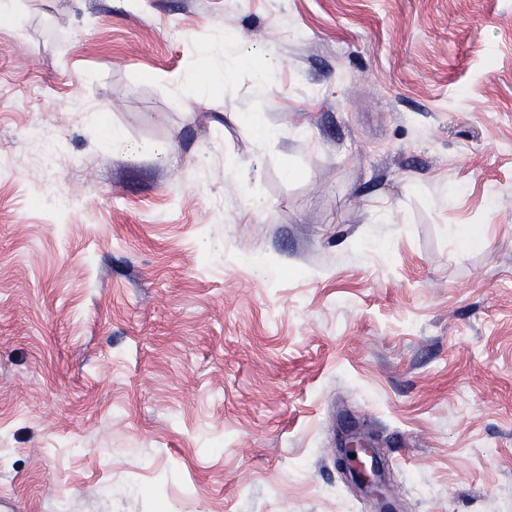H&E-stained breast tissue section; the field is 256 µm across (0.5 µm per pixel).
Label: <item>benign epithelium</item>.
I'll return each instance as SVG.
<instances>
[{"instance_id":"benign-epithelium-1","label":"benign epithelium","mask_w":512,"mask_h":512,"mask_svg":"<svg viewBox=\"0 0 512 512\" xmlns=\"http://www.w3.org/2000/svg\"><path fill=\"white\" fill-rule=\"evenodd\" d=\"M336 466L362 491L379 493L382 463L375 440L368 433L353 429L345 435Z\"/></svg>"}]
</instances>
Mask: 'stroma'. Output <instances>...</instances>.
<instances>
[{
  "instance_id": "1",
  "label": "stroma",
  "mask_w": 512,
  "mask_h": 512,
  "mask_svg": "<svg viewBox=\"0 0 512 512\" xmlns=\"http://www.w3.org/2000/svg\"><path fill=\"white\" fill-rule=\"evenodd\" d=\"M15 9L10 512H512V0ZM377 448L372 436L365 431L353 429L345 435L336 458L337 468L348 473L359 489L371 494H379L381 486L382 463ZM350 454H355L356 458H351Z\"/></svg>"
}]
</instances>
